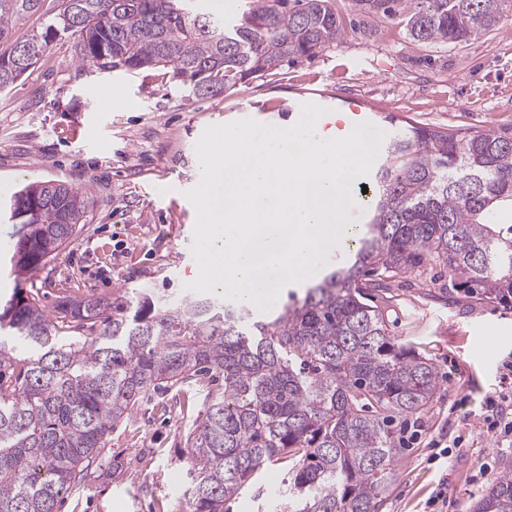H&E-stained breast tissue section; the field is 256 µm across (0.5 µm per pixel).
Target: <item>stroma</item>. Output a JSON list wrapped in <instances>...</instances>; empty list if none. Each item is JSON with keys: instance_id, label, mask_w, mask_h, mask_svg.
<instances>
[{"instance_id": "1", "label": "stroma", "mask_w": 512, "mask_h": 512, "mask_svg": "<svg viewBox=\"0 0 512 512\" xmlns=\"http://www.w3.org/2000/svg\"><path fill=\"white\" fill-rule=\"evenodd\" d=\"M345 36L311 58L283 63L216 97L185 100L167 68L100 71L75 62L73 38L54 39L38 62L0 92V256L15 231L13 191L41 181L89 187L94 204L75 240L44 268L15 278L0 268V303L15 289L53 307L67 297L121 301L144 288L184 295L198 275L192 255L196 212L184 192L200 179L195 144L211 125L252 118L288 128L301 106L328 90L388 121L465 133L512 128V8L493 30L468 41L415 42L405 17L358 13L332 0ZM390 334L431 359L441 378L381 492L378 512H442L468 506L512 459V436L491 431L489 397L512 396V309H492L427 277L403 274ZM202 413L198 386L151 391L109 436L102 456L70 490L58 512H173L188 481L186 437ZM447 446L434 457L433 443ZM125 454L116 479H100L113 452ZM288 466L266 463L225 504L227 512H276Z\"/></svg>"}]
</instances>
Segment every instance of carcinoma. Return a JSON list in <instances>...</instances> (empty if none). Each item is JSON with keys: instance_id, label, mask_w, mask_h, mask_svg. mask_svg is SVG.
<instances>
[{"instance_id": "obj_1", "label": "carcinoma", "mask_w": 512, "mask_h": 512, "mask_svg": "<svg viewBox=\"0 0 512 512\" xmlns=\"http://www.w3.org/2000/svg\"><path fill=\"white\" fill-rule=\"evenodd\" d=\"M45 0H0V43ZM178 0H58L42 31L0 53V91L59 33L82 68L166 67L189 95L213 96L345 35L330 0H248L211 16ZM508 0H352L359 13L403 14L419 43H461L495 27ZM371 214L353 255L270 317L212 294L167 299L146 289L119 302L35 294L0 306V512H57L108 436L153 389L208 379L186 444L190 484L177 512H224L269 460L288 462L283 512H377L401 451L391 428L440 388L430 359L389 333L386 280L437 272L482 304L512 305V133L408 125L368 182ZM10 200L20 224L16 277L46 266L88 223L90 197L59 182ZM469 512H512V461Z\"/></svg>"}]
</instances>
